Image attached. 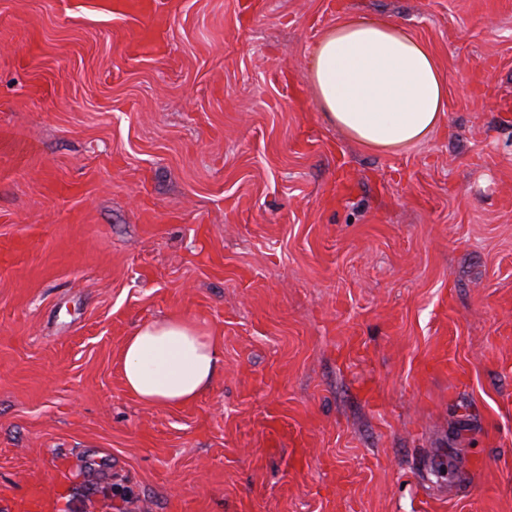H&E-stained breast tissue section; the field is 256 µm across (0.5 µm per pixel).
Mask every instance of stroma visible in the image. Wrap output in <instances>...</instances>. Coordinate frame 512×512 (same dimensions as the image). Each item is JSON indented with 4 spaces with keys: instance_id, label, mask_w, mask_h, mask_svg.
Segmentation results:
<instances>
[{
    "instance_id": "35a3bbf8",
    "label": "stroma",
    "mask_w": 512,
    "mask_h": 512,
    "mask_svg": "<svg viewBox=\"0 0 512 512\" xmlns=\"http://www.w3.org/2000/svg\"><path fill=\"white\" fill-rule=\"evenodd\" d=\"M0 0V488L54 512H512V0ZM392 18L448 77L404 154L326 122L313 42ZM180 315L194 403L125 389ZM457 375L423 373L440 346ZM155 0H106L107 8L117 16H140L142 18L154 14ZM222 355L217 336L169 316L144 323L125 338V388L143 403L175 407L195 402L210 386Z\"/></svg>"
}]
</instances>
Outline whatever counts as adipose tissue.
Here are the masks:
<instances>
[{
  "mask_svg": "<svg viewBox=\"0 0 512 512\" xmlns=\"http://www.w3.org/2000/svg\"><path fill=\"white\" fill-rule=\"evenodd\" d=\"M310 59L323 118L366 150L407 152L446 118L448 81L437 56L397 22L342 14ZM221 355L218 337L187 318L142 324L123 344L125 388L147 404L193 403L209 388Z\"/></svg>",
  "mask_w": 512,
  "mask_h": 512,
  "instance_id": "obj_1",
  "label": "adipose tissue"
}]
</instances>
